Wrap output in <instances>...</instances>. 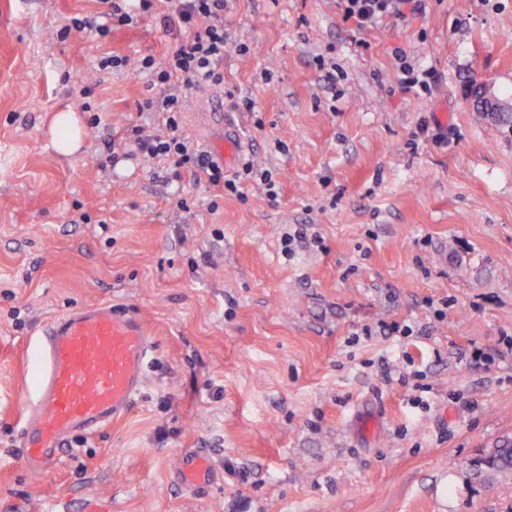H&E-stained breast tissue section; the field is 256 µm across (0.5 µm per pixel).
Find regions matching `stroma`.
<instances>
[{
	"mask_svg": "<svg viewBox=\"0 0 512 512\" xmlns=\"http://www.w3.org/2000/svg\"><path fill=\"white\" fill-rule=\"evenodd\" d=\"M101 8L0 0V512H512V472L485 465L512 435V133L469 96L512 99V0H426L366 30L336 0H228L224 83L188 93L179 130L235 138L271 173L277 197L253 184L244 201L168 160L107 162L127 129L167 132L137 111L153 88L132 69L90 97L80 151L55 152L50 123L98 54L177 44L164 2L102 42L58 38ZM399 50L438 72L429 96L401 89ZM295 227L309 241L288 257ZM104 302L151 333L143 386L34 472L31 350ZM189 450L214 463L208 485L180 484Z\"/></svg>",
	"mask_w": 512,
	"mask_h": 512,
	"instance_id": "obj_1",
	"label": "stroma"
}]
</instances>
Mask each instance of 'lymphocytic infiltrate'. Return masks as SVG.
Here are the masks:
<instances>
[{
  "mask_svg": "<svg viewBox=\"0 0 512 512\" xmlns=\"http://www.w3.org/2000/svg\"><path fill=\"white\" fill-rule=\"evenodd\" d=\"M156 0H134L133 7L111 0L107 10L96 16L74 17L60 29V36L71 32L93 37H104L113 27L132 24L135 14L151 13ZM408 0H339L346 19L355 20L358 28L377 26L390 17L403 14ZM226 0H179L174 14L164 16L166 28L176 31L180 41L169 57L166 66H157L153 57L145 56L137 62L128 57L106 55L96 63L97 73L122 71L133 67L148 73L154 86L160 87L159 95L139 101V111L167 113L169 135H147L140 128H133L131 140L135 153L143 159H171L176 167L191 168L203 174L207 185L214 190L243 197L242 186L254 173L252 161H244L235 176H227L224 167L208 152L199 149L179 131L177 116L180 112L183 90L203 85L218 86L224 82V33Z\"/></svg>",
  "mask_w": 512,
  "mask_h": 512,
  "instance_id": "lymphocytic-infiltrate-1",
  "label": "lymphocytic infiltrate"
}]
</instances>
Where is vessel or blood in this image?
Here are the masks:
<instances>
[{
	"instance_id": "b4317fda",
	"label": "vessel or blood",
	"mask_w": 512,
	"mask_h": 512,
	"mask_svg": "<svg viewBox=\"0 0 512 512\" xmlns=\"http://www.w3.org/2000/svg\"><path fill=\"white\" fill-rule=\"evenodd\" d=\"M152 339L138 317L101 303L54 319L35 346L26 398L24 444L28 464L54 463L63 440L94 433L124 416L140 391ZM176 472L187 488L209 483L212 461L181 455Z\"/></svg>"
}]
</instances>
